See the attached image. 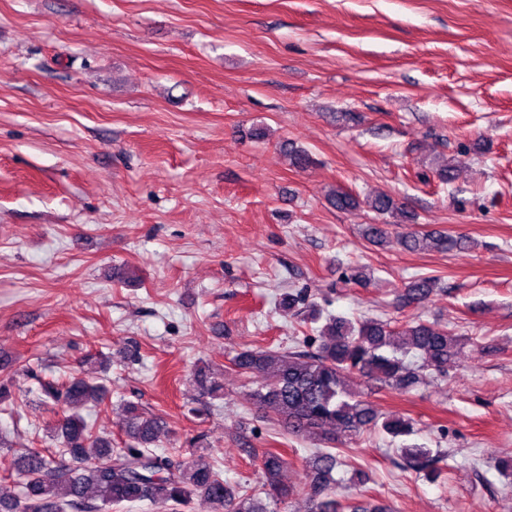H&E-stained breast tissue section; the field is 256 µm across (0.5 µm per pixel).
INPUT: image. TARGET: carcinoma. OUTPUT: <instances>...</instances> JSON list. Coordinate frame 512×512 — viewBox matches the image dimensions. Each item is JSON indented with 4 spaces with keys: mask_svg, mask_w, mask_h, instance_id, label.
I'll use <instances>...</instances> for the list:
<instances>
[{
    "mask_svg": "<svg viewBox=\"0 0 512 512\" xmlns=\"http://www.w3.org/2000/svg\"><path fill=\"white\" fill-rule=\"evenodd\" d=\"M340 211L360 207L359 198L340 187L328 194ZM379 216L404 217L412 222L403 204L389 194L365 201ZM363 235L380 244L389 236L388 223L367 224ZM409 252L454 251L470 245L463 234L421 233L407 226L400 238ZM438 281L421 277L410 281L401 300L406 306L425 303L436 291ZM323 341L317 353L245 349L232 363L242 374L259 373L260 387L253 392L254 403L268 408L292 436H306L322 445L306 472L309 512H386L336 498L338 468L348 466L338 445L349 436L380 429L392 437L413 433L412 421L400 415H386L371 402L353 392L348 377L376 380L391 388L407 391L423 382L427 374L443 372L458 344L457 336L419 320L400 331L377 319L352 322L330 316L321 328ZM43 402L63 408V416L50 429L52 440L71 464L61 465L37 448H30L12 461L14 491L0 493V512H108L122 503L142 500L169 503L172 509L186 507L196 497L207 500L216 512H269L253 489L231 486L205 459L190 454L156 453L164 432L161 420L135 402L122 405L124 447H112V437L95 434L80 410L107 399V388L79 375L41 385ZM401 466L434 481L440 476L441 457L429 448L399 449ZM282 455L267 452L262 457V490L274 501L286 504L294 494L285 485Z\"/></svg>",
    "mask_w": 512,
    "mask_h": 512,
    "instance_id": "cac0c4a2",
    "label": "carcinoma"
}]
</instances>
